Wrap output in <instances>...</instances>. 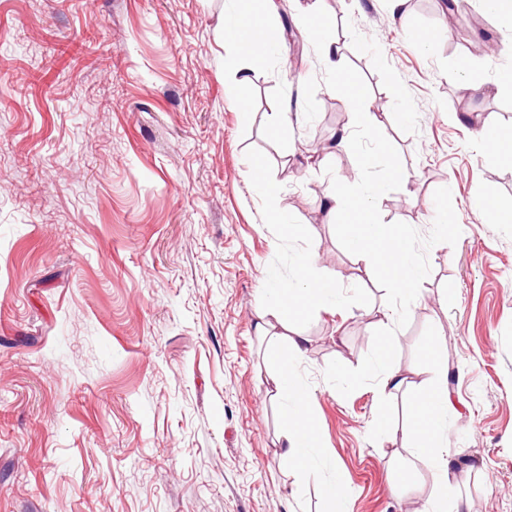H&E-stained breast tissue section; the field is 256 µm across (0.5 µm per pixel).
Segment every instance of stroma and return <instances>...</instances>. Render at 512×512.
Listing matches in <instances>:
<instances>
[{
    "instance_id": "obj_1",
    "label": "stroma",
    "mask_w": 512,
    "mask_h": 512,
    "mask_svg": "<svg viewBox=\"0 0 512 512\" xmlns=\"http://www.w3.org/2000/svg\"><path fill=\"white\" fill-rule=\"evenodd\" d=\"M445 2L410 0L400 19L387 0L318 2L410 175L381 196L383 221L428 234L447 187L461 228L427 253L391 352L406 384L383 398L324 378L331 360L361 364L385 292L326 208L332 178L359 173L332 147L353 116L298 0H277L267 26L284 37L262 57L227 35L237 0H0V512H330L334 482L345 512H407L431 485L392 464L440 374L431 343L461 464L444 512H512V224L485 208L512 207V166L479 148L484 127H512V22ZM488 35L501 56L474 55ZM288 106L302 117L273 133ZM304 263L343 306L281 325L270 289ZM286 331L307 340L296 378L320 434L306 479L279 455L269 383Z\"/></svg>"
}]
</instances>
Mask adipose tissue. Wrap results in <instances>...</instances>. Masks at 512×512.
<instances>
[{
    "label": "adipose tissue",
    "instance_id": "obj_1",
    "mask_svg": "<svg viewBox=\"0 0 512 512\" xmlns=\"http://www.w3.org/2000/svg\"><path fill=\"white\" fill-rule=\"evenodd\" d=\"M331 281L309 277L300 273L294 287L280 293L277 299L278 319L288 322L290 317L311 308L333 305ZM304 337L292 336L288 339V351L274 354L271 358L272 381L276 390L292 399V408L282 413L283 435L281 456L303 475H311L313 465L306 451L315 447L317 430L310 414V403L297 387L289 384L291 360L300 356L304 349ZM448 416V381L434 379L417 406V416L405 428L404 436L416 454L423 460L430 477L450 469L451 463L441 453V435Z\"/></svg>",
    "mask_w": 512,
    "mask_h": 512
}]
</instances>
